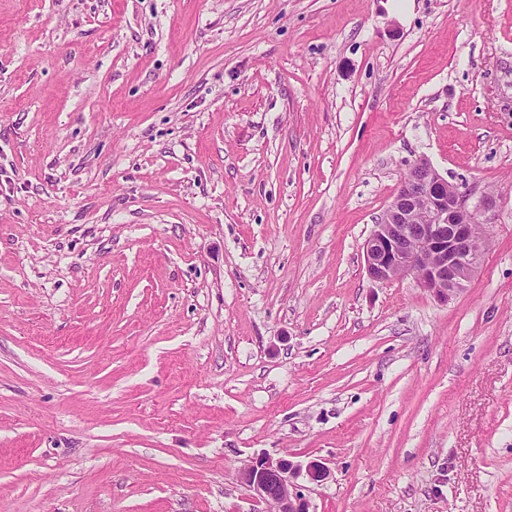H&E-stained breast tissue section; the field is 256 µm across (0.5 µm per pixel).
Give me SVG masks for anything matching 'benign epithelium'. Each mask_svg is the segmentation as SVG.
Returning <instances> with one entry per match:
<instances>
[{"label": "benign epithelium", "mask_w": 512, "mask_h": 512, "mask_svg": "<svg viewBox=\"0 0 512 512\" xmlns=\"http://www.w3.org/2000/svg\"><path fill=\"white\" fill-rule=\"evenodd\" d=\"M428 206L426 223H414V208ZM480 211L470 209L467 196L429 162L414 163L401 179L381 221L364 243L368 275L378 282L412 276L438 300H451L475 272ZM328 468L313 460L294 463L263 454L240 468L238 481L251 492L258 512H311L302 477L318 484Z\"/></svg>", "instance_id": "benign-epithelium-1"}]
</instances>
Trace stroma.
I'll return each mask as SVG.
<instances>
[{"label": "stroma", "instance_id": "35a3bbf8", "mask_svg": "<svg viewBox=\"0 0 512 512\" xmlns=\"http://www.w3.org/2000/svg\"><path fill=\"white\" fill-rule=\"evenodd\" d=\"M495 206L438 301L363 243ZM512 512V0H0V512ZM428 206L413 224L414 208ZM460 215L467 217L459 221ZM480 211L429 162L414 163L401 179L386 211L364 243L368 275L378 282L412 276L438 300L448 302L475 272ZM328 476V468L319 461L304 465L263 454L241 467L237 479L251 492L255 502L263 506L256 512H312L303 492L306 486L297 479L302 477L308 483L318 484Z\"/></svg>", "mask_w": 512, "mask_h": 512}]
</instances>
